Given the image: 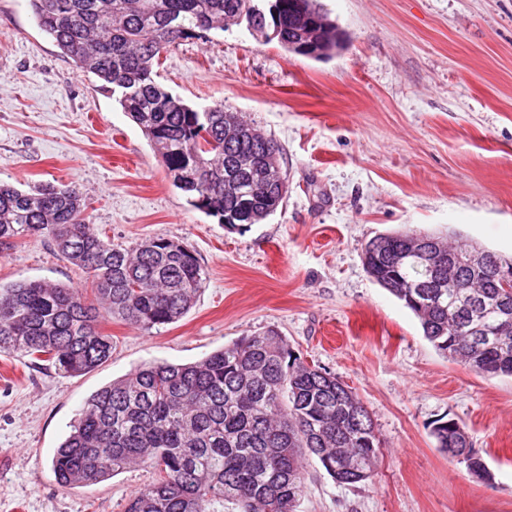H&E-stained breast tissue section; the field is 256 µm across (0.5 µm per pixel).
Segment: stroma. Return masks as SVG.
<instances>
[{
  "instance_id": "1",
  "label": "stroma",
  "mask_w": 512,
  "mask_h": 512,
  "mask_svg": "<svg viewBox=\"0 0 512 512\" xmlns=\"http://www.w3.org/2000/svg\"><path fill=\"white\" fill-rule=\"evenodd\" d=\"M318 3L345 35L329 60L234 25L182 42L158 70L174 95L224 104L280 145L286 202L239 230L188 206L28 0H0V181L77 185L101 237L182 241L207 270L177 323L148 333L103 319L112 356L87 375L0 354V512H125L147 469L72 489L51 470L86 398L140 364L194 362L270 328L352 388L380 439L373 477L356 486L306 460L297 512H512V377L441 355L363 262L369 240L396 231L512 255V0ZM24 280L83 283L39 237L0 258L1 284ZM442 417L464 425L491 482L439 450Z\"/></svg>"
}]
</instances>
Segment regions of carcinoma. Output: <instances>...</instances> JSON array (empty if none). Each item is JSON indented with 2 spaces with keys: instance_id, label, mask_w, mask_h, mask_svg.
Wrapping results in <instances>:
<instances>
[{
  "instance_id": "1",
  "label": "carcinoma",
  "mask_w": 512,
  "mask_h": 512,
  "mask_svg": "<svg viewBox=\"0 0 512 512\" xmlns=\"http://www.w3.org/2000/svg\"><path fill=\"white\" fill-rule=\"evenodd\" d=\"M37 27L116 94L151 142L188 204L220 224H259L283 206L288 181L266 193L279 147L222 103L205 111L158 81L170 48L248 16L258 0H29ZM255 28L288 53L330 57L344 41L314 0H267ZM74 186L20 190L0 183V256L32 236L48 238L82 271L74 288L45 281L0 285V353L50 363L77 377L112 357L108 315L144 330L178 322L194 306L206 272L186 244L164 237L124 246L89 223ZM368 274L418 318L443 356L477 373L512 376V283L497 268L512 259L402 232L365 246ZM368 423L370 433L361 432ZM467 471L486 463L453 420L431 430ZM380 453L375 424L336 375L300 361L275 329L242 336L187 364L146 363L94 392L56 449L51 468L62 488L106 481L131 467L151 481L126 512H296L303 462L314 457L344 485L371 479Z\"/></svg>"
}]
</instances>
